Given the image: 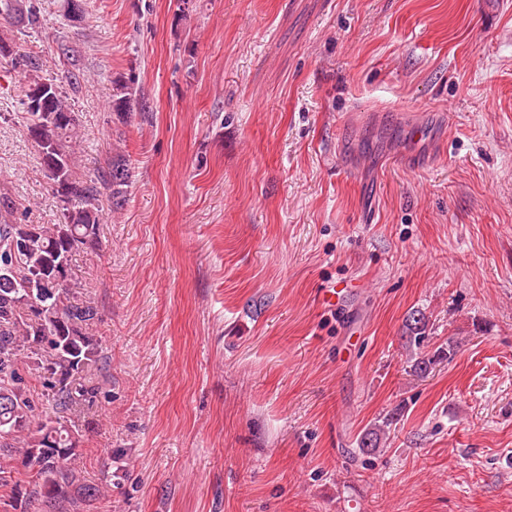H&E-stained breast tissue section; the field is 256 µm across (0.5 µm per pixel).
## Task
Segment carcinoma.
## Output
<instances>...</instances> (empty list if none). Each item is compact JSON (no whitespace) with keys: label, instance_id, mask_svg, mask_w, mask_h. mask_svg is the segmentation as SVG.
<instances>
[{"label":"carcinoma","instance_id":"obj_1","mask_svg":"<svg viewBox=\"0 0 512 512\" xmlns=\"http://www.w3.org/2000/svg\"><path fill=\"white\" fill-rule=\"evenodd\" d=\"M40 9L36 0H0V21L32 28ZM0 57L11 59L37 105L26 98L27 130L39 153L53 194L62 207L58 224H27L15 201L0 197V492L13 506L34 500L38 512H76L105 496L85 482L80 466L79 433L58 417H42L26 366L38 370L43 389L55 408L71 410L95 402L98 387L90 373L99 367L101 350L93 332L97 310L72 284L71 260L76 250L92 244L102 224L103 202L121 209L134 177L124 154L92 175L76 172L79 119L66 104L63 85L76 89L80 69L61 77L39 75L41 64L10 38L0 36ZM138 98L135 79L115 81L109 108L125 120ZM383 433L371 428L360 436L361 453L379 449ZM22 458L26 473L13 465Z\"/></svg>","mask_w":512,"mask_h":512}]
</instances>
